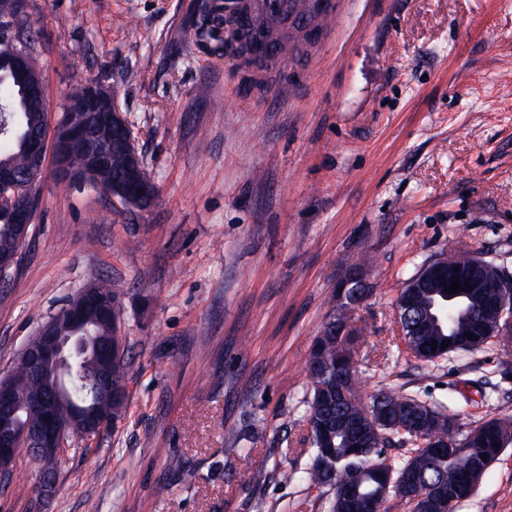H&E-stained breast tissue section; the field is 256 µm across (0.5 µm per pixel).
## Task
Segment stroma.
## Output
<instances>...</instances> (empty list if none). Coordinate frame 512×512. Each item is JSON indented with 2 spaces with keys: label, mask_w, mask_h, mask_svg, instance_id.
Masks as SVG:
<instances>
[{
  "label": "stroma",
  "mask_w": 512,
  "mask_h": 512,
  "mask_svg": "<svg viewBox=\"0 0 512 512\" xmlns=\"http://www.w3.org/2000/svg\"><path fill=\"white\" fill-rule=\"evenodd\" d=\"M196 6L27 0L49 123L73 75L108 87L154 197L40 185L0 287V375L97 280L120 301L128 400L108 433L68 438L45 504L19 454L0 512H326L306 478V362L352 269L369 288L349 313L363 399L393 390L467 429L512 417V346L422 361L395 311L434 258L512 276V0H337L334 26L260 84L192 44ZM238 437L251 453L225 455ZM455 512H512V444Z\"/></svg>",
  "instance_id": "stroma-1"
}]
</instances>
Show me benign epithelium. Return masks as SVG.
I'll return each instance as SVG.
<instances>
[{
	"label": "benign epithelium",
	"mask_w": 512,
	"mask_h": 512,
	"mask_svg": "<svg viewBox=\"0 0 512 512\" xmlns=\"http://www.w3.org/2000/svg\"><path fill=\"white\" fill-rule=\"evenodd\" d=\"M0 56L29 98L43 97V77L23 38L14 34L0 39ZM108 115L112 137L101 133V115ZM82 147V155L75 158L73 144ZM52 152L56 173L71 183L95 184L98 189L129 205L140 206L151 201L153 189L142 158L131 138L129 125L121 112L113 92L98 82L87 83L83 94L69 100L62 118L53 126L52 137H43L33 143L28 152V163L23 174L9 166H0V200L10 206V231L16 248L0 253V282L20 261L25 242L34 224V190L39 187L46 171L47 152ZM441 273L465 288H473L487 296L497 310L495 320L476 336H489L512 341V278L480 257H473L465 267H457L455 256H443L426 263L413 277L405 280L396 301V320L410 317L414 297L428 287ZM337 296L341 303L361 304L367 289L356 275L342 279ZM112 296L103 293L95 283L87 284L65 306L51 315L39 327L36 336L21 351L33 391L24 408L16 402V387L12 376L0 377V483L8 481L11 466L19 452H26L35 462L58 458L65 440L79 429L87 439L101 436L112 424V411L100 415L75 409L63 420L58 414V403L75 383L82 384L91 399L119 401L124 390L112 385V349L101 351L92 337L86 335L90 315L112 317ZM340 395L344 402L356 407L360 418L354 420L348 433L363 425L380 434L391 425L377 409L358 401L355 383L343 377ZM442 419L430 411H418L407 422L398 425L399 431L409 430L421 448H450L455 445L453 428L441 429ZM381 481L389 487L408 490L415 484L408 473H396L388 461L380 460L376 467ZM56 470L40 468L37 497H48L55 485Z\"/></svg>",
	"instance_id": "1"
}]
</instances>
